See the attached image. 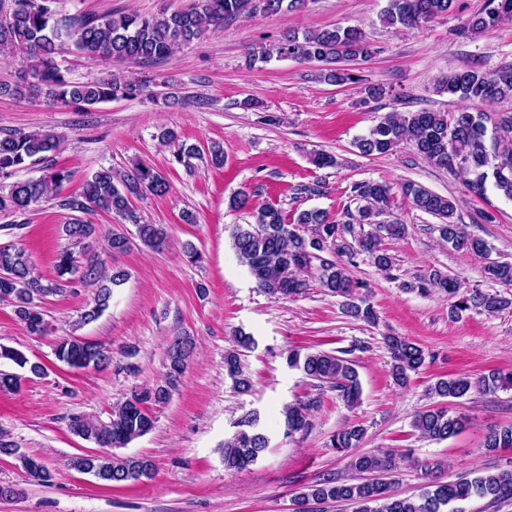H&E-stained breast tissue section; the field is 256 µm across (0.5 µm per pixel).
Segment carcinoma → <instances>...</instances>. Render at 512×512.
I'll use <instances>...</instances> for the list:
<instances>
[{
  "mask_svg": "<svg viewBox=\"0 0 512 512\" xmlns=\"http://www.w3.org/2000/svg\"><path fill=\"white\" fill-rule=\"evenodd\" d=\"M58 0H10L6 11L0 10V57L23 58L34 62L18 72L5 90L18 98L42 96L63 106L84 108L114 99H136L150 94L156 78L143 72L112 73L103 79L81 82L60 68L56 58L67 52L120 64L148 66L171 58L174 53L201 39L210 31L224 28L228 21L242 16H270L283 8L299 7L303 0H186L175 9L163 8L155 14L136 11H111L84 14L60 25L55 19ZM454 0H388L382 20L405 30L422 27L448 13ZM505 20H512V0H488L486 7L472 16L463 28L470 36L484 34ZM374 55V48L364 32L356 27H327L303 35L287 33L274 45L250 48L248 65L268 62L272 57L293 58L323 65L322 77L332 85L343 86L362 81L355 65ZM440 92L456 95L464 102L458 112L392 111L357 138L354 146L364 155H389L400 146L409 145L431 164L457 173L468 193L486 195L493 187L512 201V112L490 113L482 107L512 98V66L492 72L462 70L450 72L437 82ZM492 136H487V132ZM60 136L52 131H13L0 135V178L12 179L0 186V214L24 216L48 200L67 211L69 220L61 225L65 244L55 258V274L49 279L34 274V264L27 250L17 244L0 247V301L9 303L17 319L30 336H47L49 322L42 310L44 300L79 287L94 290L79 328L99 319L109 308L112 289L123 285L127 274L108 258L129 249L127 237L116 230L103 231L82 216L102 212L115 215L124 224L136 228L140 243L150 249L166 246L168 229L163 224L148 223L133 200L148 195L163 197L170 185L165 176L148 163H136L124 172L101 167L83 180L76 193L62 194L72 172L51 163L47 153L55 150ZM160 142L173 149L176 162L186 164L198 159L220 168L224 166V146L213 142L202 149L186 144L177 132L165 129ZM41 165L42 175L22 178L20 173ZM403 196L414 208L441 220L435 230L439 238L457 250L483 257L491 248L487 242L469 233L466 225L455 221L457 203L453 198L434 193L420 184L407 181L401 185ZM352 193L358 203L356 212H346V220L335 219L323 209H304L293 223L272 204H256L252 195L240 191L229 199L232 211L247 210L251 222L234 225L230 245L240 263L247 267L256 288L273 298L298 295L316 281L329 293L342 298L344 313L368 325L378 316L367 303L366 283L352 278L350 269L366 257L385 275H391L395 258L383 247L382 239H398L407 226L397 221L379 222L389 213L391 188L375 181L354 184ZM374 228L367 231L364 225ZM105 241L104 252L97 244ZM485 277L499 286L497 290L464 289L457 279L433 269L419 273L404 287L420 295L441 294L450 301V312L457 317L469 310L494 316L512 311V263H488ZM391 358V375L404 387L410 374L425 363V350L416 342L399 335L383 337ZM253 336L241 330L233 337V347L224 353V370L240 393L251 390V378L245 371L243 357L253 349ZM56 358L77 369H106L112 364V350L106 345L81 336L62 337L56 341ZM194 354L189 336L176 337L167 347V372L149 387L131 392L112 406L107 419L85 413L67 416L68 428L76 436L89 440L101 451L78 454L67 461V468L102 478L109 486L149 479L154 462L144 456H120L109 452L123 448L149 433L154 418L148 405L166 403L178 387L188 361ZM9 359L21 368L40 376L45 367L30 361L21 351L0 346V359ZM287 365L336 392V398L349 409L356 408L362 394L358 372L352 360L326 352L300 357L288 352ZM512 387V374L492 370L478 378L466 375L441 378L429 388L434 402L418 412L412 428L425 439L446 440L456 435L466 423L461 415L451 413L448 404L471 392H490ZM318 401H299L284 407L285 431L292 436L309 427L310 412ZM259 417L253 412L236 422L237 431L224 441V466L241 470L256 462L268 449L269 439L258 429ZM366 435L359 424L347 425L330 436L328 447L344 454L351 476L345 480L326 478L299 494L297 512H308L305 505L334 501L353 506V512H443L452 503L489 498L494 503L512 499V468L495 473L477 474L444 481L441 464L419 465L424 483L419 493L403 496L395 490L393 474L397 453L391 449L358 453ZM0 429V456L15 457L27 477L47 486L54 475L36 457L24 455L6 440ZM483 448L493 453L512 448V425L492 429L485 436Z\"/></svg>",
  "mask_w": 512,
  "mask_h": 512,
  "instance_id": "cac0c4a2",
  "label": "carcinoma"
}]
</instances>
